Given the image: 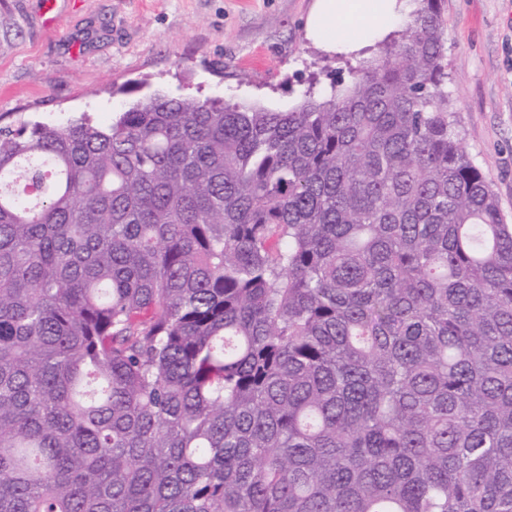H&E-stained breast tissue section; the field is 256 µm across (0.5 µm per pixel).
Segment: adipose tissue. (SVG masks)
I'll return each mask as SVG.
<instances>
[{"label": "adipose tissue", "instance_id": "ef3b65f1", "mask_svg": "<svg viewBox=\"0 0 512 512\" xmlns=\"http://www.w3.org/2000/svg\"><path fill=\"white\" fill-rule=\"evenodd\" d=\"M401 0H314L306 36L327 52L358 53L408 22Z\"/></svg>", "mask_w": 512, "mask_h": 512}]
</instances>
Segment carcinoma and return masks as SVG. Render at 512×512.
<instances>
[{
    "instance_id": "carcinoma-1",
    "label": "carcinoma",
    "mask_w": 512,
    "mask_h": 512,
    "mask_svg": "<svg viewBox=\"0 0 512 512\" xmlns=\"http://www.w3.org/2000/svg\"><path fill=\"white\" fill-rule=\"evenodd\" d=\"M422 2L288 112L0 127V512H512V224Z\"/></svg>"
}]
</instances>
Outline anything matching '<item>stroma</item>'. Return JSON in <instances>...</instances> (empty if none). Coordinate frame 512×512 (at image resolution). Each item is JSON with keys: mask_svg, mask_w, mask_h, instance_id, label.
I'll use <instances>...</instances> for the list:
<instances>
[{"mask_svg": "<svg viewBox=\"0 0 512 512\" xmlns=\"http://www.w3.org/2000/svg\"><path fill=\"white\" fill-rule=\"evenodd\" d=\"M312 2L0 0V127L106 121L154 92L290 110L359 64L306 38ZM441 13L448 110L512 223V0H441Z\"/></svg>", "mask_w": 512, "mask_h": 512, "instance_id": "35a3bbf8", "label": "stroma"}]
</instances>
